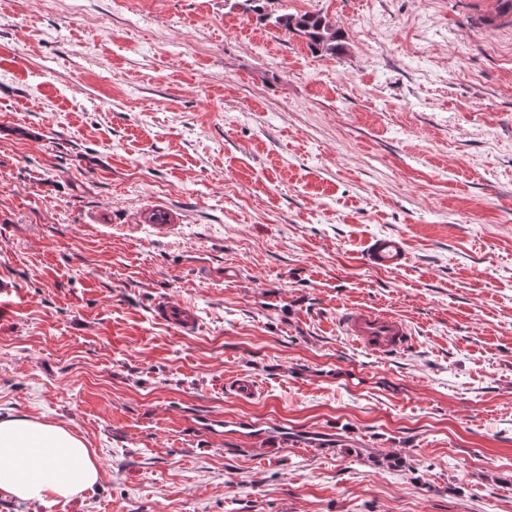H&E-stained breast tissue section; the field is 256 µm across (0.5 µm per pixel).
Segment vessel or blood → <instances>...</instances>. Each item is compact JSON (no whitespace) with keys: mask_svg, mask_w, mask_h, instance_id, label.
Returning <instances> with one entry per match:
<instances>
[{"mask_svg":"<svg viewBox=\"0 0 512 512\" xmlns=\"http://www.w3.org/2000/svg\"><path fill=\"white\" fill-rule=\"evenodd\" d=\"M364 260L375 268H401L407 261L406 244L401 237L394 235L373 238ZM155 315L183 332L193 331L197 326V318L189 308L167 301L157 304ZM340 328L357 346L375 355L384 356L404 350L411 340L410 331L402 320L365 307L350 309Z\"/></svg>","mask_w":512,"mask_h":512,"instance_id":"vessel-or-blood-1","label":"vessel or blood"}]
</instances>
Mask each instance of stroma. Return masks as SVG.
<instances>
[{"instance_id":"obj_1","label":"stroma","mask_w":512,"mask_h":512,"mask_svg":"<svg viewBox=\"0 0 512 512\" xmlns=\"http://www.w3.org/2000/svg\"><path fill=\"white\" fill-rule=\"evenodd\" d=\"M496 7L273 0L336 23L333 57L242 0H0V415L66 427L100 472L0 512H512ZM383 235L402 269L364 262ZM353 307L411 347L359 348ZM240 374L256 398L225 393ZM155 315L161 321L181 332H191L197 327V318L187 307L162 301L155 307ZM340 328L357 346L375 355L404 350L411 340L410 331L402 320L365 307L350 309Z\"/></svg>"}]
</instances>
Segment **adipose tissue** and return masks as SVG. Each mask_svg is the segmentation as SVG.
Masks as SVG:
<instances>
[{
	"label": "adipose tissue",
	"mask_w": 512,
	"mask_h": 512,
	"mask_svg": "<svg viewBox=\"0 0 512 512\" xmlns=\"http://www.w3.org/2000/svg\"><path fill=\"white\" fill-rule=\"evenodd\" d=\"M98 480L90 449L68 429L38 418L0 416V496L72 499Z\"/></svg>",
	"instance_id": "obj_1"
}]
</instances>
